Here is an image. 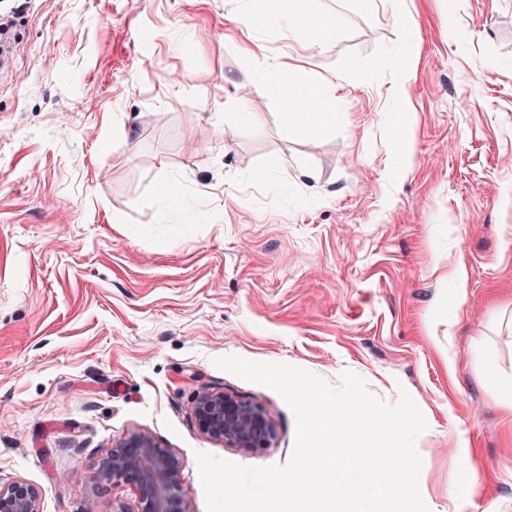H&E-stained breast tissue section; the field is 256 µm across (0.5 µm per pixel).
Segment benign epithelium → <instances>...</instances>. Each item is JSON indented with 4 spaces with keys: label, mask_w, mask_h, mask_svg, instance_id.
Masks as SVG:
<instances>
[{
    "label": "benign epithelium",
    "mask_w": 512,
    "mask_h": 512,
    "mask_svg": "<svg viewBox=\"0 0 512 512\" xmlns=\"http://www.w3.org/2000/svg\"><path fill=\"white\" fill-rule=\"evenodd\" d=\"M192 415L200 432L226 448L263 452L276 437L262 406L223 391H199ZM183 468V460L158 445L151 435L132 430L108 452L95 480L131 485L139 512H191L180 481ZM0 512H42L40 490L20 477H0Z\"/></svg>",
    "instance_id": "obj_1"
}]
</instances>
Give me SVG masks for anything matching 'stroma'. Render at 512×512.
<instances>
[{
    "label": "stroma",
    "instance_id": "stroma-1",
    "mask_svg": "<svg viewBox=\"0 0 512 512\" xmlns=\"http://www.w3.org/2000/svg\"><path fill=\"white\" fill-rule=\"evenodd\" d=\"M406 2L404 72L390 0H339L316 51L288 30L303 0H0L19 35L0 68V475L43 512H138L93 479L133 429L183 459L191 512L196 452L287 462L292 411L227 355L406 389L430 512H512V412L486 372L512 376V0ZM265 56L313 87L343 74L326 133L281 139ZM204 388L260 404L272 447L201 433Z\"/></svg>",
    "mask_w": 512,
    "mask_h": 512
}]
</instances>
